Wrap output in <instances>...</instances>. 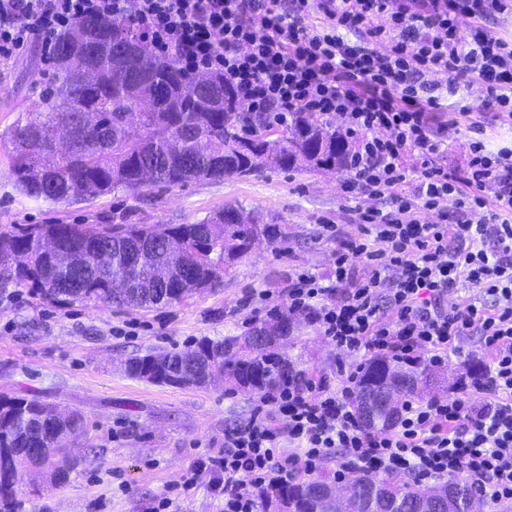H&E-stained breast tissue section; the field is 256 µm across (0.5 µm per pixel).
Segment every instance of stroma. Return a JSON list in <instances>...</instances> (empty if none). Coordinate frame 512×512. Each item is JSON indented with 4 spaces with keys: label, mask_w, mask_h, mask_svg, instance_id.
Masks as SVG:
<instances>
[{
    "label": "stroma",
    "mask_w": 512,
    "mask_h": 512,
    "mask_svg": "<svg viewBox=\"0 0 512 512\" xmlns=\"http://www.w3.org/2000/svg\"><path fill=\"white\" fill-rule=\"evenodd\" d=\"M50 59L36 44L0 67V228L16 224H188L229 205L255 209L277 225L275 241L256 242L223 275L222 284L181 303L127 309L82 302H51L25 286L0 288V394L37 397L75 410L85 434L71 445L74 465L62 486L24 477L15 512H156L187 466L224 446V435L249 421L257 395L223 382L208 387L160 386L127 376L121 363L137 351L187 349L203 337L241 336L263 322L270 309H287L288 289L306 270L329 278L340 243L358 233L357 211L386 207V198L342 190L345 173L264 171L247 179L199 180L154 187L132 195L118 191L90 201L55 204L22 196L12 175L9 133L26 113L41 109L37 73ZM479 110L489 149L512 147V127L495 121L486 89L473 83L461 92ZM433 115L446 149L449 173L464 169L475 132ZM332 224L336 235L323 232ZM266 292L261 303L250 294ZM289 354L312 379L337 383L364 357L337 350L310 323L294 332ZM487 364L479 335L463 337L437 372L432 394L458 397L472 363Z\"/></svg>",
    "instance_id": "stroma-1"
}]
</instances>
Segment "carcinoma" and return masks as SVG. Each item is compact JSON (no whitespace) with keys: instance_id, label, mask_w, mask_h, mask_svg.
Here are the masks:
<instances>
[{"instance_id":"1","label":"carcinoma","mask_w":512,"mask_h":512,"mask_svg":"<svg viewBox=\"0 0 512 512\" xmlns=\"http://www.w3.org/2000/svg\"><path fill=\"white\" fill-rule=\"evenodd\" d=\"M141 28L129 20H85L56 39L52 73L42 90L43 109L29 112L10 132L15 185L27 197L75 203L119 189L174 187L193 180L248 178L264 169L315 171L347 168L349 137L315 112H291L279 123L273 112H242L224 93V78L189 74L173 55L145 51ZM84 66L89 77L78 72ZM158 95L157 106L126 116L135 98ZM92 122L80 130L77 152L52 148L46 130L56 121ZM103 236L87 240L82 225L49 222L0 230V285H28L46 299L149 309L179 303L214 288L220 271L212 258L229 263L255 236L271 241L274 224L242 204L228 206L191 224H102ZM290 316L273 310L261 326L224 341L204 338L190 352L171 349L133 355L123 363L131 378L158 385L205 386L228 377L259 394L284 387L298 371L283 352ZM432 375L430 361L375 356L360 367L352 406L362 416L368 394L396 384L404 398L421 393ZM402 409L364 421L372 431L391 428ZM84 434L83 416L62 412L41 399L0 395V512H14L17 487L30 468L49 466L53 484L65 482L70 460L61 457L63 437ZM465 502L475 493L468 481L450 477L434 485L383 473L351 483V512H454L448 485ZM326 480L294 475L258 490L265 509L329 512Z\"/></svg>"}]
</instances>
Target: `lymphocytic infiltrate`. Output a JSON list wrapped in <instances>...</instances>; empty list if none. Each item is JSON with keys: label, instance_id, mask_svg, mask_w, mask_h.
<instances>
[{"label": "lymphocytic infiltrate", "instance_id": "lymphocytic-infiltrate-1", "mask_svg": "<svg viewBox=\"0 0 512 512\" xmlns=\"http://www.w3.org/2000/svg\"><path fill=\"white\" fill-rule=\"evenodd\" d=\"M391 2L0 0V65L32 43L51 49L81 19L124 18L183 70L223 75L242 110L282 122L292 112L340 117L355 140L344 193L385 196L390 207L360 211L359 234L337 249L330 280L296 276L289 310L341 351L407 357L422 349L440 363L463 337L482 338L489 364L459 397L409 402L387 431L359 422L351 374L334 387L303 378L260 396L223 449L200 455L184 477L190 489L209 475L224 512H260L246 487L290 475L285 441L308 470L335 459L340 481L352 473L403 472L423 483L458 476L487 500L512 501V149L493 152L476 140L462 174L452 175L429 125L441 96H456L464 81L484 84L512 122V39L481 26L512 0ZM451 198L461 216L453 224ZM429 213L438 221H426ZM459 284L482 300L441 308Z\"/></svg>", "mask_w": 512, "mask_h": 512}]
</instances>
